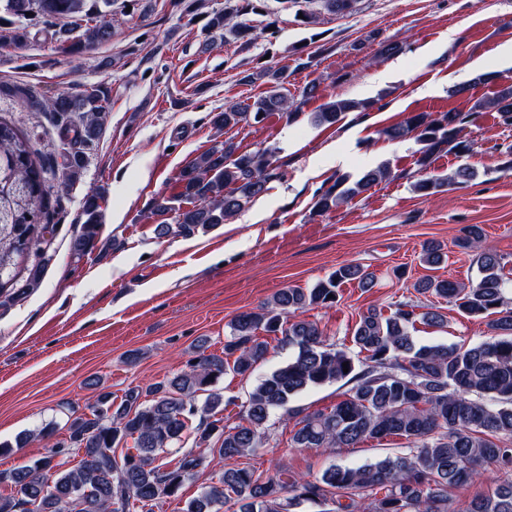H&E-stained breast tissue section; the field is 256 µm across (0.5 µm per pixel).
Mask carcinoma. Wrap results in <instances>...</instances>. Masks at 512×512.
<instances>
[{
	"mask_svg": "<svg viewBox=\"0 0 512 512\" xmlns=\"http://www.w3.org/2000/svg\"><path fill=\"white\" fill-rule=\"evenodd\" d=\"M4 10L15 18L4 39L16 46L25 43L30 21H66L76 35L63 38L62 50L73 62L112 37V0H4ZM207 27L214 40L253 35L252 28L231 23L223 9L210 14ZM247 80H260L268 90L254 99L226 103L213 118L217 130L259 123L273 113L290 123L305 116L284 93L283 71L265 69ZM361 106L336 98L310 113V120L332 126ZM39 107L60 117L79 113L78 123L60 124L63 139L78 146L57 177L58 189L66 192L84 166L83 150L101 135L109 91L100 85L77 94L60 90ZM470 110L494 111L512 123V85L474 100ZM384 135L391 140L412 136L420 145L418 165L424 175L414 189L422 196L474 177L465 165L445 175L427 172L438 153L463 156L472 150L456 112H411ZM0 148V309H5L41 286L44 264L25 262L49 243L50 188L45 153L29 134L2 118ZM270 165L268 152L240 153L231 140L207 150L180 169L178 205L164 198L155 203L150 219L156 231L191 235L225 223L267 191ZM390 176L386 164L353 181L338 176L314 208L331 212ZM102 201L99 192L86 195L85 220L72 240L73 253L82 254L96 240ZM460 246L477 251L476 281L428 276L415 288L447 300L468 318L486 320L487 337L467 344H418L411 334L416 323L442 329L447 316L433 308L420 313L419 305L401 301L387 313L368 309L350 344H336L299 312L336 305L346 282L366 291L375 286V274L367 267L343 265L309 288H283L258 308L235 315L222 353H209L199 344L186 369L162 382L131 388L118 403L101 390L88 415L67 408L64 425L50 422L34 435L49 448L48 455L0 471V512H154L165 499H179L184 485L204 470L210 471V482L181 512H222L229 502L238 505V512H303L328 500L336 512H455L448 489L475 480L490 465L506 478L491 493L469 501L462 512H512V478L507 477L512 471V279L504 276V258L486 244L478 226L463 228ZM442 257L441 245L422 246L426 265L433 268ZM260 331L294 348V354L260 377L243 403L240 421L228 428L217 417L226 403L216 384L226 375L250 376L265 361L269 343L259 339ZM342 381L350 388L327 411L302 415L290 406L305 391ZM275 411L282 412L286 423L295 420L289 438L294 448H353L398 436L411 443L410 452L357 467L332 464L314 480L293 475L285 465L265 476L238 459L256 451ZM190 430L195 447L205 452L181 450ZM60 448L76 458L74 465L55 461ZM175 449L181 455L172 465L167 455Z\"/></svg>",
	"mask_w": 512,
	"mask_h": 512,
	"instance_id": "cac0c4a2",
	"label": "carcinoma"
}]
</instances>
